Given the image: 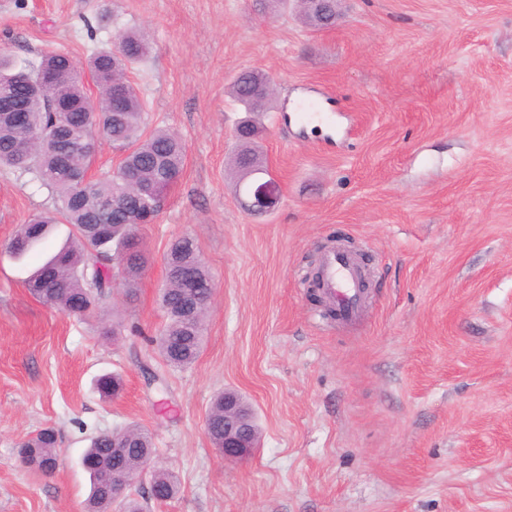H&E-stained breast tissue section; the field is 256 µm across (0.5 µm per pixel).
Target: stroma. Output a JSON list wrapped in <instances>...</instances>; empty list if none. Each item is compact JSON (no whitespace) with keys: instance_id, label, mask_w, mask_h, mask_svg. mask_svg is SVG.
Returning <instances> with one entry per match:
<instances>
[{"instance_id":"stroma-1","label":"stroma","mask_w":512,"mask_h":512,"mask_svg":"<svg viewBox=\"0 0 512 512\" xmlns=\"http://www.w3.org/2000/svg\"><path fill=\"white\" fill-rule=\"evenodd\" d=\"M317 31L295 5L260 0H0V51L85 63L126 29L152 51L128 76L150 127L177 132L184 170L156 221L134 295L114 275L124 328L30 295L7 245L51 209L34 175L0 168V512H80L82 453L130 424L157 452L148 472L180 489L151 512H512V0H341ZM276 79L257 114L278 208L256 216L230 168L243 114L233 77ZM305 97L335 126L299 120ZM195 239L214 293L201 353L160 360L148 385L138 354L160 329L165 256ZM368 259L370 300L355 325L326 319L305 277L323 248ZM119 374L117 397L95 379ZM225 389L253 406L261 442L243 461L205 428ZM58 431L59 465L20 464V442Z\"/></svg>"}]
</instances>
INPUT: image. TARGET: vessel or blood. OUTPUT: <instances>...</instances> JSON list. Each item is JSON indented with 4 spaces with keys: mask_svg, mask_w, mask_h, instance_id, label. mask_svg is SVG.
Segmentation results:
<instances>
[{
    "mask_svg": "<svg viewBox=\"0 0 512 512\" xmlns=\"http://www.w3.org/2000/svg\"><path fill=\"white\" fill-rule=\"evenodd\" d=\"M320 266L322 286L336 303L341 319L354 320L364 305L360 268L348 253L336 249L323 254Z\"/></svg>",
    "mask_w": 512,
    "mask_h": 512,
    "instance_id": "obj_1",
    "label": "vessel or blood"
}]
</instances>
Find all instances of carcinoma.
<instances>
[{"label": "carcinoma", "mask_w": 512, "mask_h": 512, "mask_svg": "<svg viewBox=\"0 0 512 512\" xmlns=\"http://www.w3.org/2000/svg\"><path fill=\"white\" fill-rule=\"evenodd\" d=\"M300 12L312 26L320 29L336 24V0H319L316 6L299 3ZM119 50L94 54L86 66L70 57L42 56L36 65L19 64L0 55V166L33 172L54 197L53 210L38 215L18 229L8 245L9 252L21 259L46 242L59 224L72 227L71 235L24 281L28 292L43 304L84 318L105 308L112 298V269L120 267L126 292L135 290L146 258L137 236V225L150 212H158L162 202L142 205L133 195L136 189L150 191L173 186L181 177L185 146L181 137L165 128L146 130L145 107L127 77L128 66L149 53L150 44L141 30L118 34ZM55 68L56 79L43 95L34 96L26 85L42 68ZM90 72L99 96L120 90L125 94L124 111L90 112L83 79ZM274 78L258 69L244 70L230 83V95L245 112H268L273 96L264 94ZM68 102L73 110L64 114L50 102ZM26 112V124L13 122V112ZM238 149L232 167L242 173L249 167H262L264 160L259 127L252 119L236 126ZM107 143L123 153L119 170L89 178L87 170L101 145ZM165 288L161 308L166 317L159 334L150 339L153 353L170 368L192 365L202 348L206 313L211 293L204 289L188 296L183 274L192 269L198 279L210 281L195 240L183 236L174 240L167 252ZM122 388L117 374H103L96 390L103 399L116 396ZM206 431L215 448L224 445V393H219L207 414ZM21 454L36 467L57 458V433L54 427L41 429L24 441ZM154 452L150 433L137 424L99 432L90 439L82 456V466L90 477V493L84 512H145L144 503L167 501L179 492L174 473L159 471L151 475L145 491L126 487L115 493L105 482L114 470L138 471Z\"/></svg>", "instance_id": "carcinoma-1"}]
</instances>
